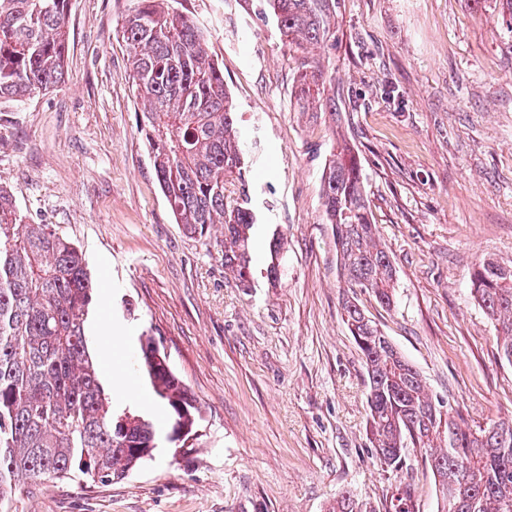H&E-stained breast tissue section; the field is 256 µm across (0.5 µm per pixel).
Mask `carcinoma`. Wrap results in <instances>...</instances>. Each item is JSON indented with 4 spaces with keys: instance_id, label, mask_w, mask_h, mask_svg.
I'll return each instance as SVG.
<instances>
[{
    "instance_id": "cac0c4a2",
    "label": "carcinoma",
    "mask_w": 512,
    "mask_h": 512,
    "mask_svg": "<svg viewBox=\"0 0 512 512\" xmlns=\"http://www.w3.org/2000/svg\"><path fill=\"white\" fill-rule=\"evenodd\" d=\"M70 0H0V99L19 100L62 83L69 50ZM280 34L298 50L334 35L336 0H263ZM132 83L145 105L140 131L176 223L193 233L224 225V267L250 282L255 216L228 200L242 178L236 117L224 69L203 31L169 0H133L121 26ZM322 70L303 59L295 91L307 110L320 101ZM324 222L336 247L343 287L364 289L383 307L394 303L396 269L376 243L360 164L347 144L321 175ZM471 294L495 323L498 351L512 363V266L479 261ZM95 287L83 251L55 224H32L0 187V508L27 482L110 484L153 459L162 442L190 447L201 409L185 382L147 335L137 371L169 416L160 438L150 414L114 403L89 350L87 323ZM344 323L368 377L370 442L379 462L402 466L404 449L426 457L441 489V512H512V422L475 429L441 410L420 373L349 296ZM328 512H376L345 491ZM386 512H415L413 492L396 490Z\"/></svg>"
}]
</instances>
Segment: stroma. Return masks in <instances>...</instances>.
Returning <instances> with one entry per match:
<instances>
[{
  "instance_id": "stroma-1",
  "label": "stroma",
  "mask_w": 512,
  "mask_h": 512,
  "mask_svg": "<svg viewBox=\"0 0 512 512\" xmlns=\"http://www.w3.org/2000/svg\"><path fill=\"white\" fill-rule=\"evenodd\" d=\"M131 5L71 0L64 83L0 100V185L84 251L90 349L114 401L166 430L134 369L151 333L202 408L201 434L118 483L22 487L8 512H326L345 491L381 508L402 483L418 512H439L424 449L393 471L370 446L321 174L347 143L397 270L391 308L358 291L367 315L444 409L474 426L511 420L512 364L470 294L481 259L512 265V27L496 0H339L334 38L309 49L334 118L298 108L301 54L262 0H171L203 30L237 112L234 189L256 217L247 288L224 267L223 225L187 232L160 189L119 33Z\"/></svg>"
}]
</instances>
